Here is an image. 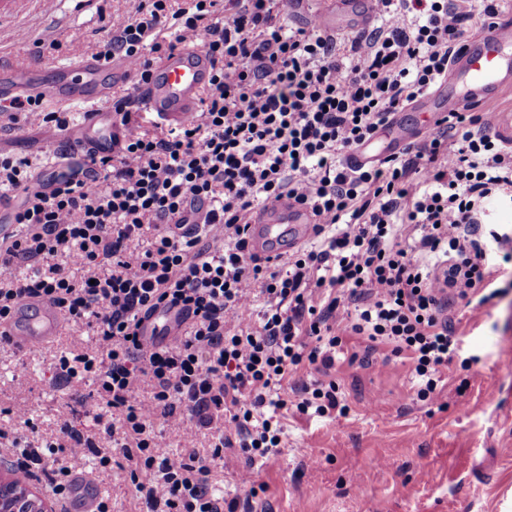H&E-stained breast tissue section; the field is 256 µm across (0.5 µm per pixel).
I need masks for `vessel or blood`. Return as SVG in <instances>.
<instances>
[{
  "instance_id": "b4317fda",
  "label": "vessel or blood",
  "mask_w": 512,
  "mask_h": 512,
  "mask_svg": "<svg viewBox=\"0 0 512 512\" xmlns=\"http://www.w3.org/2000/svg\"><path fill=\"white\" fill-rule=\"evenodd\" d=\"M288 15L334 36L368 29L375 19L373 0H319L314 9L309 0H289ZM110 70L127 75L132 66L123 60L108 70L101 62L86 58L62 67L57 82L47 88L37 82L33 63L17 58L0 60V100L22 91L32 95L48 91L81 101L87 110L80 120L66 131L50 133L49 139L63 151L105 155L111 153L113 136L119 131L109 107L112 88L105 80ZM451 70L454 84L440 83L435 91L416 100L412 111L430 114L436 120L469 103L492 107L489 130L501 144L512 148V109L496 106L501 92L512 86V24L494 23L479 40L466 45ZM211 72L204 52L196 47L181 48L155 65L150 81L139 86L137 97L159 123L185 124L197 112ZM420 134V129L407 123L402 114H395L375 140L353 153L351 161L362 165L383 154H397ZM250 224L253 251L264 257L282 256L313 236L315 218L305 204L283 197L256 211ZM61 322L60 314L50 304L25 300L9 319L0 322V334L29 350L56 336ZM184 326L185 315L180 308L163 307L141 323L139 336L144 345L156 348L181 335ZM72 483L74 512H97L98 497L87 476L75 474Z\"/></svg>"
}]
</instances>
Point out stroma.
<instances>
[{
	"mask_svg": "<svg viewBox=\"0 0 512 512\" xmlns=\"http://www.w3.org/2000/svg\"><path fill=\"white\" fill-rule=\"evenodd\" d=\"M138 0H56L46 16L40 0H0V56L25 57L40 39L59 41L58 52L38 61L42 72L93 55L134 12ZM81 28L74 37L73 28ZM39 118L23 130L0 136V152L46 161L53 145ZM457 334L471 367L453 363L431 402L417 400L407 359L376 353L371 364L349 363L365 342L345 339V359L330 377L349 407L347 416L319 417L296 408L278 411L281 446L257 459L254 487L239 476L242 451L228 448L215 461L211 490L236 512H512V288L492 303L459 307ZM97 338L82 324L62 326L58 336L35 350L0 343V457H12L9 440L17 428L11 410L23 405L33 427L32 445L61 439L60 413L77 406L79 395L52 379L48 370L60 352L95 349ZM76 427L112 455L102 469L93 455L72 460L112 512H148L129 480L130 464L104 438L93 415Z\"/></svg>",
	"mask_w": 512,
	"mask_h": 512,
	"instance_id": "stroma-1",
	"label": "stroma"
}]
</instances>
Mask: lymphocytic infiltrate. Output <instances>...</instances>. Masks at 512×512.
Masks as SVG:
<instances>
[{"instance_id":"lymphocytic-infiltrate-1","label":"lymphocytic infiltrate","mask_w":512,"mask_h":512,"mask_svg":"<svg viewBox=\"0 0 512 512\" xmlns=\"http://www.w3.org/2000/svg\"><path fill=\"white\" fill-rule=\"evenodd\" d=\"M286 2L140 0L95 56L132 61L141 84L155 58L197 42L213 72L196 117L124 135L117 152L67 164L35 195L30 160L0 154V200L25 193L11 217L23 232L0 245V321L32 299L93 329L95 351L49 369L76 389L93 383L81 405L131 462L150 512H224L213 460L242 448L250 485L256 457L281 443L263 408L345 415L329 378L344 337L406 356L417 397L430 398L461 349L453 307L499 297L497 273L512 262V231L485 224L488 200L512 204V150L489 136L488 113H450L421 145L348 162L447 77L497 0H375L378 26L351 38L288 29ZM32 116L73 123L43 97H16L0 103V132ZM285 194L311 209L314 241L284 261L258 257L248 217ZM24 265L30 274L16 276ZM165 305L186 311L184 337L144 348L139 323ZM308 369L315 378L301 380ZM159 416L188 440L209 430L210 455L159 457Z\"/></svg>"}]
</instances>
